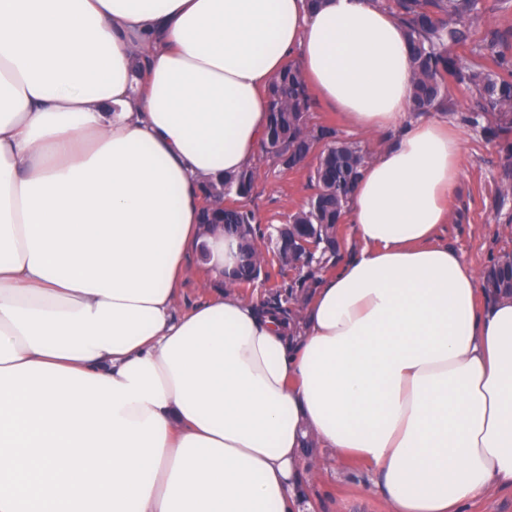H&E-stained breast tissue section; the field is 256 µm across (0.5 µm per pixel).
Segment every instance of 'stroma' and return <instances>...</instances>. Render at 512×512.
Listing matches in <instances>:
<instances>
[{
    "label": "stroma",
    "mask_w": 512,
    "mask_h": 512,
    "mask_svg": "<svg viewBox=\"0 0 512 512\" xmlns=\"http://www.w3.org/2000/svg\"><path fill=\"white\" fill-rule=\"evenodd\" d=\"M450 94L459 109L446 113L445 118L462 136L464 160L450 197L448 223L441 241L478 269L490 258L512 256V197L503 202L498 199L503 153L478 129L461 121L459 111L469 104L467 94L457 88ZM314 111L319 121L334 126L340 135L359 142L373 155L392 146L398 135L394 128L363 132L321 99L316 100ZM310 193L307 169L283 171L262 166L246 206L258 217L256 232L263 250L271 248L274 226L284 223ZM314 454L320 466L314 477L304 481L306 512H389L364 468L340 462L322 448L315 449Z\"/></svg>",
    "instance_id": "1"
}]
</instances>
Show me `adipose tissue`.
I'll use <instances>...</instances> for the list:
<instances>
[{
  "label": "adipose tissue",
  "instance_id": "ef3b65f1",
  "mask_svg": "<svg viewBox=\"0 0 512 512\" xmlns=\"http://www.w3.org/2000/svg\"><path fill=\"white\" fill-rule=\"evenodd\" d=\"M295 52L354 126L399 130L352 193L361 250L296 321L232 285L235 242L200 224ZM413 81L375 0H0V369L154 366L162 404L119 411L163 420L142 512H301L310 442L390 512L512 489V297L480 300L439 241L463 142L407 120ZM202 246L218 285L178 311Z\"/></svg>",
  "mask_w": 512,
  "mask_h": 512
}]
</instances>
